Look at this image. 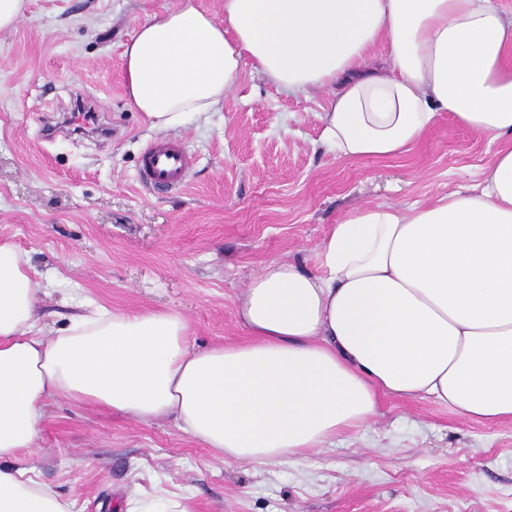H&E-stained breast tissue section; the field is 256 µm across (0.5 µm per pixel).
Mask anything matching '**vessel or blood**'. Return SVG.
<instances>
[{
    "label": "vessel or blood",
    "instance_id": "vessel-or-blood-1",
    "mask_svg": "<svg viewBox=\"0 0 512 512\" xmlns=\"http://www.w3.org/2000/svg\"><path fill=\"white\" fill-rule=\"evenodd\" d=\"M191 168V156L184 143L162 138L148 146L141 156L140 181L153 191L182 188Z\"/></svg>",
    "mask_w": 512,
    "mask_h": 512
}]
</instances>
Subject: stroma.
Segmentation results:
<instances>
[{"mask_svg": "<svg viewBox=\"0 0 512 512\" xmlns=\"http://www.w3.org/2000/svg\"><path fill=\"white\" fill-rule=\"evenodd\" d=\"M176 2L29 0L0 31V241L37 271L49 325L91 300L179 313L197 347L243 341L237 301L267 262L317 271L345 211L477 185L497 149L444 114L404 155L340 158L321 143L329 90L295 98L247 67L209 122L170 131L193 158L185 186L147 191L140 158L160 134L129 103L122 45ZM77 96L111 139L46 136ZM36 444L41 480L72 512H126L131 494L163 489L193 512H512V422L470 421L430 400L383 399L300 463L224 459L172 418L142 423L61 399Z\"/></svg>", "mask_w": 512, "mask_h": 512, "instance_id": "35a3bbf8", "label": "stroma"}]
</instances>
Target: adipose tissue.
<instances>
[{"instance_id": "obj_1", "label": "adipose tissue", "mask_w": 512, "mask_h": 512, "mask_svg": "<svg viewBox=\"0 0 512 512\" xmlns=\"http://www.w3.org/2000/svg\"><path fill=\"white\" fill-rule=\"evenodd\" d=\"M123 60L154 131L208 119L248 66L292 96L331 89L323 142L341 157L405 154L444 113L499 149L469 190L345 212L320 272L267 264L239 299L249 337L231 345L194 348L175 313L100 307L46 335L37 273L0 242V512H71L32 461L56 398L170 416L215 455L257 464L305 460L383 396L512 422V13L500 0H224L220 19L178 0L137 25Z\"/></svg>"}]
</instances>
